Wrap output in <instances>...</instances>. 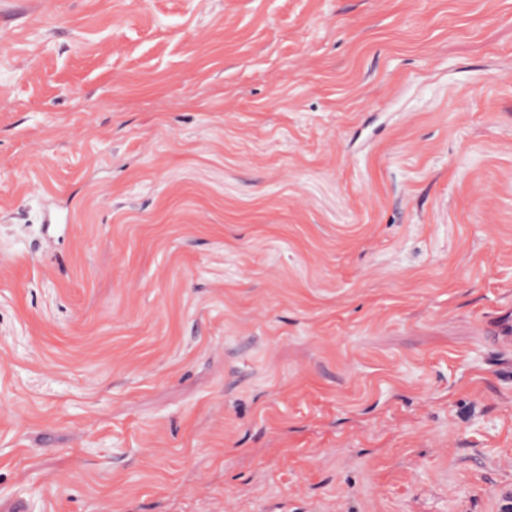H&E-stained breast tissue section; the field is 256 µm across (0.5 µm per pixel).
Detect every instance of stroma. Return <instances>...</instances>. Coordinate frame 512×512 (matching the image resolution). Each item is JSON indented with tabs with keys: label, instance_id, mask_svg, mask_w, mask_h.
<instances>
[{
	"label": "stroma",
	"instance_id": "stroma-1",
	"mask_svg": "<svg viewBox=\"0 0 512 512\" xmlns=\"http://www.w3.org/2000/svg\"><path fill=\"white\" fill-rule=\"evenodd\" d=\"M507 70L512 0H0V512H512Z\"/></svg>",
	"mask_w": 512,
	"mask_h": 512
}]
</instances>
